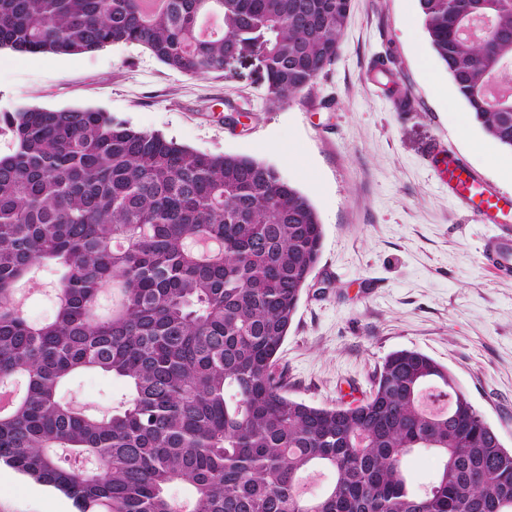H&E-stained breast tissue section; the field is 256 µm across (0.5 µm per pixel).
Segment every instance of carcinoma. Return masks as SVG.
Wrapping results in <instances>:
<instances>
[{"instance_id":"carcinoma-1","label":"carcinoma","mask_w":512,"mask_h":512,"mask_svg":"<svg viewBox=\"0 0 512 512\" xmlns=\"http://www.w3.org/2000/svg\"><path fill=\"white\" fill-rule=\"evenodd\" d=\"M431 47L484 133L512 151V0H418ZM351 0H0V49L76 55L138 45L192 76L260 51L269 107L336 62ZM490 17L481 41L462 28ZM386 94L406 96L384 68ZM0 461L77 512H512V453L417 350L391 353L370 395L317 407L275 371L323 229L307 196L250 156L207 155L101 110L0 114ZM57 273L55 312L31 321L19 289ZM112 308H102L104 294ZM122 380L112 413L60 396L74 375ZM436 453L414 490L411 451ZM316 467L333 480L299 491ZM179 485L186 502L170 494Z\"/></svg>"}]
</instances>
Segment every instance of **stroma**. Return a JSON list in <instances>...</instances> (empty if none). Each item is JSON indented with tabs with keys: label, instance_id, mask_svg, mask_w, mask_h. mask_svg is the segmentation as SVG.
<instances>
[{
	"label": "stroma",
	"instance_id": "stroma-1",
	"mask_svg": "<svg viewBox=\"0 0 512 512\" xmlns=\"http://www.w3.org/2000/svg\"><path fill=\"white\" fill-rule=\"evenodd\" d=\"M384 55L414 111L396 110L385 94L375 69ZM19 105L98 108L197 151L275 167L323 226L279 354L289 396L320 407L363 400L388 355L417 350L454 374L512 450V279L484 266L494 227L449 197L440 163L456 154L508 195L512 178L475 151L485 133L433 52L417 0H353L335 64L274 109L252 52L193 77L136 45L60 56L0 49V112ZM125 392L122 381L90 372L60 395L104 412ZM0 512L75 508L1 465Z\"/></svg>",
	"mask_w": 512,
	"mask_h": 512
}]
</instances>
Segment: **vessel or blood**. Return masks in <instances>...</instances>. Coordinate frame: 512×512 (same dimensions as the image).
<instances>
[{"instance_id": "b4317fda", "label": "vessel or blood", "mask_w": 512, "mask_h": 512, "mask_svg": "<svg viewBox=\"0 0 512 512\" xmlns=\"http://www.w3.org/2000/svg\"><path fill=\"white\" fill-rule=\"evenodd\" d=\"M445 173L449 194L465 203L482 223L497 226L499 233L489 239L483 256L495 275L511 278L512 197L483 184L459 158L449 157Z\"/></svg>"}]
</instances>
